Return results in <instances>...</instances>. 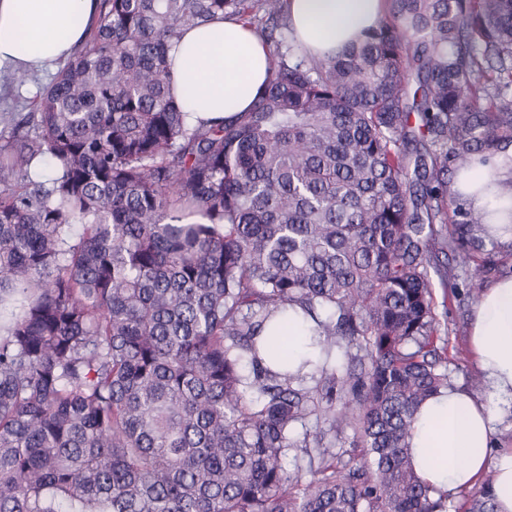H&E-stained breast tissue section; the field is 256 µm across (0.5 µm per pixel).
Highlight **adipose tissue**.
I'll return each mask as SVG.
<instances>
[{
  "mask_svg": "<svg viewBox=\"0 0 512 512\" xmlns=\"http://www.w3.org/2000/svg\"><path fill=\"white\" fill-rule=\"evenodd\" d=\"M98 0H0V67L50 70L83 44L98 18ZM383 0H288V23L314 53L336 52L377 24ZM271 58L263 39L232 19L182 32L172 93L189 124L250 111L265 88ZM471 349L486 401L454 388L418 413L412 461L420 477L455 494L490 479L496 512H512V449L494 454L493 417L512 406V278L481 295Z\"/></svg>",
  "mask_w": 512,
  "mask_h": 512,
  "instance_id": "adipose-tissue-1",
  "label": "adipose tissue"
}]
</instances>
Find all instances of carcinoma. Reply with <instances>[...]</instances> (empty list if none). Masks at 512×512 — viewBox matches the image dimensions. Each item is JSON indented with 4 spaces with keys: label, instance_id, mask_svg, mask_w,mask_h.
I'll use <instances>...</instances> for the list:
<instances>
[{
    "label": "carcinoma",
    "instance_id": "carcinoma-1",
    "mask_svg": "<svg viewBox=\"0 0 512 512\" xmlns=\"http://www.w3.org/2000/svg\"><path fill=\"white\" fill-rule=\"evenodd\" d=\"M286 2L99 0L32 111H0V512H448L410 440L466 359L437 307L512 273L486 230L512 208L455 190L512 161V0H386L318 58ZM227 18L268 83L190 126L172 43ZM498 160L497 158L491 159L486 164H481L479 162L475 163L472 170L469 172V181L466 186L460 185L455 186V188L460 189L465 193L466 198V204L470 206L471 208L475 210H479L481 208H484L485 206L488 207H494L496 206L499 201L500 202H510L511 201V207H512V187L510 186V183L507 186L500 188V193L502 194V198L499 201H496L492 198H489L485 196L482 193L476 192V186L475 183H479L489 177V175L495 171L499 170L501 174V179H509L510 175L505 170H500L497 168Z\"/></svg>",
    "mask_w": 512,
    "mask_h": 512
}]
</instances>
